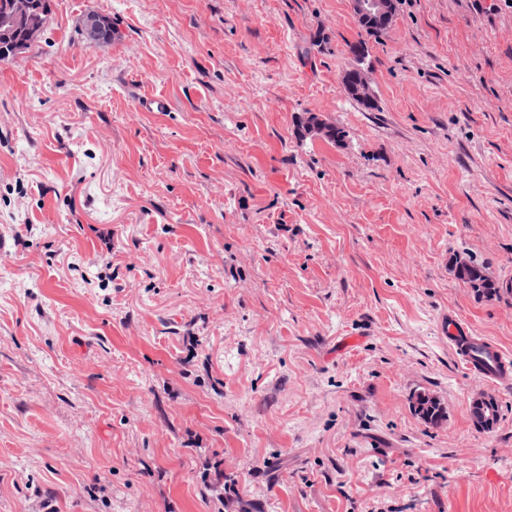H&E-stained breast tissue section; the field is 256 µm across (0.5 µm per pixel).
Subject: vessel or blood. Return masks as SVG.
Here are the masks:
<instances>
[{
    "label": "vessel or blood",
    "instance_id": "obj_1",
    "mask_svg": "<svg viewBox=\"0 0 512 512\" xmlns=\"http://www.w3.org/2000/svg\"><path fill=\"white\" fill-rule=\"evenodd\" d=\"M443 331L459 361L469 373L505 387L512 386V357L498 346L476 336L456 318L443 322Z\"/></svg>",
    "mask_w": 512,
    "mask_h": 512
}]
</instances>
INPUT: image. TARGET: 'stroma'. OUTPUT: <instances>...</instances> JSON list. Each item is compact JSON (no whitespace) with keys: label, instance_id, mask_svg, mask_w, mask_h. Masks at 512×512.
I'll list each match as a JSON object with an SVG mask.
<instances>
[{"label":"stroma","instance_id":"35a3bbf8","mask_svg":"<svg viewBox=\"0 0 512 512\" xmlns=\"http://www.w3.org/2000/svg\"><path fill=\"white\" fill-rule=\"evenodd\" d=\"M0 241V512H512V389L440 330L512 356V0H52ZM393 0H352V7L357 17L364 16L378 22L388 19ZM482 268L478 265L472 264L466 268L457 267L458 277L467 283L471 288L478 292L491 293L496 291V286L493 281L488 280L482 275ZM443 332L469 373L505 387L512 386L511 357L498 346L476 336L453 316L443 320Z\"/></svg>","mask_w":512,"mask_h":512}]
</instances>
